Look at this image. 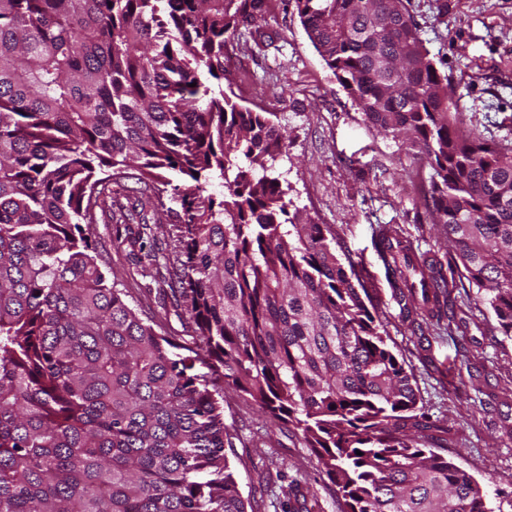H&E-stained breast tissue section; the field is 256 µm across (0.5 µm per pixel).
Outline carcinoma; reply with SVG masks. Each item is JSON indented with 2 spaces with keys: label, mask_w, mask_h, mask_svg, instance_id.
<instances>
[{
  "label": "carcinoma",
  "mask_w": 512,
  "mask_h": 512,
  "mask_svg": "<svg viewBox=\"0 0 512 512\" xmlns=\"http://www.w3.org/2000/svg\"><path fill=\"white\" fill-rule=\"evenodd\" d=\"M291 2L365 119L429 160L448 269L512 340V145L464 126L404 0ZM267 9L0 0V512H247L224 388L302 432L343 512H493L453 459L417 446L428 425L368 290L289 211L273 175L287 131L200 79L227 78L228 40ZM129 169L151 191L130 208L112 188ZM168 200L193 357L126 303L82 228L97 209L159 224ZM380 255L406 317L445 313L442 264L390 228Z\"/></svg>",
  "instance_id": "obj_1"
}]
</instances>
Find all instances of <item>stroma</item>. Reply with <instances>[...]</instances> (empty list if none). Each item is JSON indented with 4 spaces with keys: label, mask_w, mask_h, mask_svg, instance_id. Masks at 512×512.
Instances as JSON below:
<instances>
[{
    "label": "stroma",
    "mask_w": 512,
    "mask_h": 512,
    "mask_svg": "<svg viewBox=\"0 0 512 512\" xmlns=\"http://www.w3.org/2000/svg\"><path fill=\"white\" fill-rule=\"evenodd\" d=\"M437 68L448 76L468 126L512 140V0H409ZM258 38L227 44L229 80L212 92L271 112L288 132L276 163L294 205L321 224L367 288L389 348L412 378L418 410L432 422L420 447L454 458L494 512H512V340L474 294L453 290V321L416 326L392 294L379 235L401 227L417 255L447 261L449 244L425 205L432 170L403 138L379 134L311 47L293 6L269 0ZM103 271L155 330L193 345L185 304L133 261L127 225H86ZM225 445L248 512H340L336 495L299 431L271 420L250 397L225 390Z\"/></svg>",
    "instance_id": "obj_1"
}]
</instances>
